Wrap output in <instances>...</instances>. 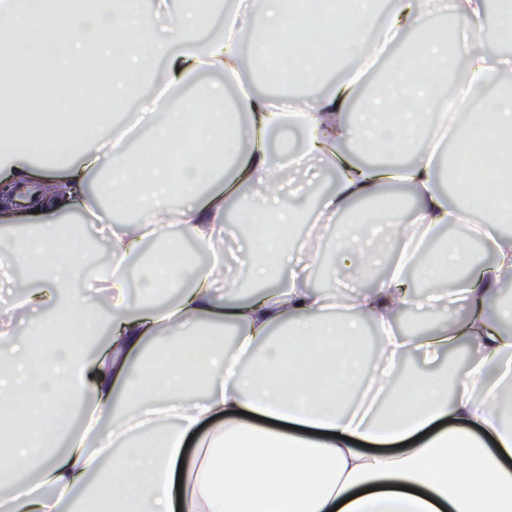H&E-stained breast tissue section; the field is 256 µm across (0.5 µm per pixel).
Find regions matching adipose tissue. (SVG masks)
I'll use <instances>...</instances> for the list:
<instances>
[{
  "instance_id": "obj_1",
  "label": "adipose tissue",
  "mask_w": 512,
  "mask_h": 512,
  "mask_svg": "<svg viewBox=\"0 0 512 512\" xmlns=\"http://www.w3.org/2000/svg\"><path fill=\"white\" fill-rule=\"evenodd\" d=\"M209 0H0V269L25 263L33 276L23 305L43 315L41 349L17 347L0 363V512H512V55L475 49L487 10L497 35L512 45V0H377L327 5L323 21L354 32L342 52L357 56L371 33L400 40L433 15L458 19L466 62L463 104L444 110L439 72L448 40H427L396 57L397 68L373 89L370 109L349 114L360 85L349 78L327 95L245 93V125L227 118L222 90L196 89L174 101L198 74L232 78L271 38L294 27L311 0H232L222 29L199 37ZM43 54L51 79L39 107L26 94L27 62ZM326 68L314 53L288 47L277 75L315 81ZM164 74V98L151 102L150 136L135 159L107 142L130 110L139 74ZM308 130L302 150L277 155L273 134ZM190 127L193 139L173 145ZM169 147L170 161H153ZM496 156L500 177L475 187L476 162ZM336 171V188L318 201L303 238L255 236L235 276L222 259L201 266L182 252L175 228L213 251L246 226L293 217L279 209V188L310 161ZM107 171L91 187L89 176ZM402 188L411 215L370 210L337 224L377 186ZM137 212L131 229L112 232L105 261L91 267L73 250L62 216L99 220V197ZM456 205H449V198ZM397 231L388 274L369 289L319 293L300 285L320 267L365 273L364 240L373 225ZM463 242L440 239L448 225ZM159 248L138 270L144 300L188 284L174 305L147 313L128 304V259L145 240ZM482 242L492 263L471 278L466 241ZM288 265L291 280L261 298L237 296L239 281H260ZM95 269L109 291L108 315L78 284ZM416 270L427 287L446 273L464 285L465 321L422 302L405 287ZM426 308L430 330L415 342L395 331L405 310ZM234 333L226 350L216 331ZM108 333L107 354L87 360L82 342ZM480 357L448 389L439 373L403 367L409 351L433 365L458 340ZM93 393L91 420L66 448L57 439L77 397ZM193 452H186V441Z\"/></svg>"
}]
</instances>
